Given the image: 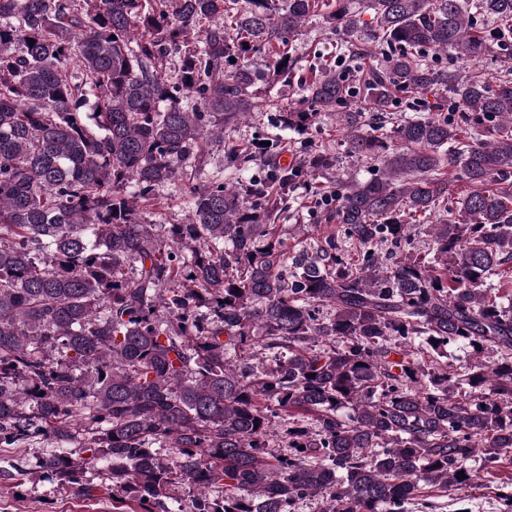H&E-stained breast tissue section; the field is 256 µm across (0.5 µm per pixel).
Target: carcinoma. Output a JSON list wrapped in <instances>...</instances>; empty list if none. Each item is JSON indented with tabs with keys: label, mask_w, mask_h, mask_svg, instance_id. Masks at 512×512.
Masks as SVG:
<instances>
[{
	"label": "carcinoma",
	"mask_w": 512,
	"mask_h": 512,
	"mask_svg": "<svg viewBox=\"0 0 512 512\" xmlns=\"http://www.w3.org/2000/svg\"><path fill=\"white\" fill-rule=\"evenodd\" d=\"M360 2L364 32L354 0H0V445L46 442L41 469L80 495L102 466L115 512H408L472 487L476 456L512 461V79L429 59L508 44L512 0ZM318 15L340 69L282 112ZM419 91L448 114L387 130L348 109ZM260 100L279 130L336 114L345 152L385 163L336 181L338 232L310 250L281 217L334 155L283 165L269 132L227 150L263 174L206 170ZM176 180L188 223H153ZM437 212L415 247L409 220ZM224 144L218 142H211L207 147L206 153V168L210 171L212 175L217 178L224 177V183H231L239 179L249 178L251 175H256L260 172L259 167L254 166L245 171H235L231 172L230 169L227 168L225 154H224Z\"/></svg>",
	"instance_id": "1"
}]
</instances>
